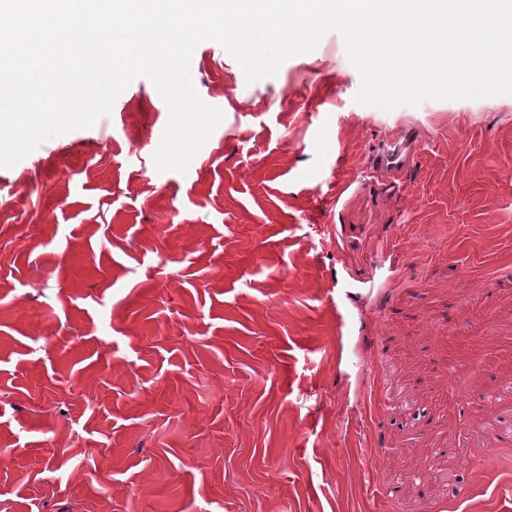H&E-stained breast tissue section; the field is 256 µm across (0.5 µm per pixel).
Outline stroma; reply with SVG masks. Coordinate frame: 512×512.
<instances>
[{"label": "stroma", "mask_w": 512, "mask_h": 512, "mask_svg": "<svg viewBox=\"0 0 512 512\" xmlns=\"http://www.w3.org/2000/svg\"><path fill=\"white\" fill-rule=\"evenodd\" d=\"M191 76L186 172L144 77L0 168V512H512V96L360 103L336 31Z\"/></svg>", "instance_id": "35a3bbf8"}]
</instances>
